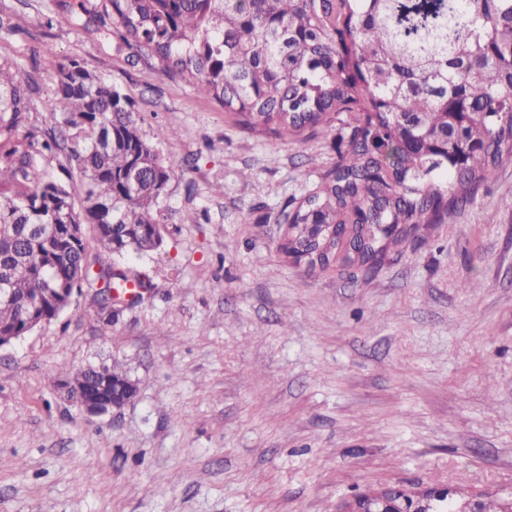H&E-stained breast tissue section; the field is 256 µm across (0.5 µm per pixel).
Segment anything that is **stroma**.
<instances>
[{
	"label": "stroma",
	"mask_w": 512,
	"mask_h": 512,
	"mask_svg": "<svg viewBox=\"0 0 512 512\" xmlns=\"http://www.w3.org/2000/svg\"><path fill=\"white\" fill-rule=\"evenodd\" d=\"M72 0H0V56L37 83L59 63L127 95L177 173L162 248L115 256L152 288L112 325L88 294L0 348V512H341L365 489L512 491V157L442 224L381 262L309 270L283 211L347 148L337 121L279 140L116 50ZM126 363L137 397L88 415L65 372Z\"/></svg>",
	"instance_id": "1"
}]
</instances>
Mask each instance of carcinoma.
Instances as JSON below:
<instances>
[{
	"instance_id": "carcinoma-1",
	"label": "carcinoma",
	"mask_w": 512,
	"mask_h": 512,
	"mask_svg": "<svg viewBox=\"0 0 512 512\" xmlns=\"http://www.w3.org/2000/svg\"><path fill=\"white\" fill-rule=\"evenodd\" d=\"M118 46L193 85L255 133L297 138L352 117L347 148L282 221V252L315 270L368 269L399 225L442 224L512 152V0H100ZM36 82L0 58V343L51 322L74 292L144 282L114 256L158 250L156 206L176 171L119 90L77 60L43 106L55 126L21 137ZM64 153L50 177L33 154ZM99 249L88 252L85 226ZM125 365L64 375L69 399Z\"/></svg>"
}]
</instances>
